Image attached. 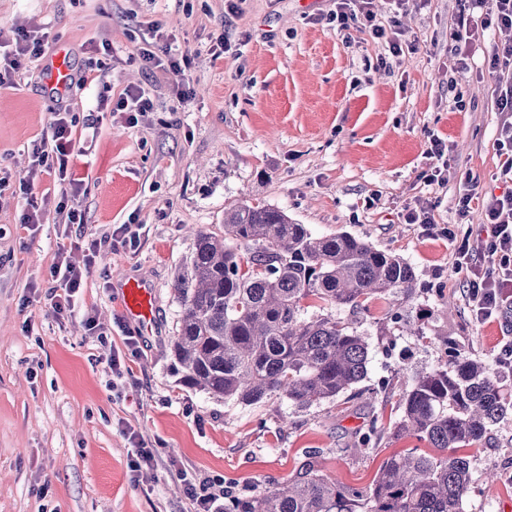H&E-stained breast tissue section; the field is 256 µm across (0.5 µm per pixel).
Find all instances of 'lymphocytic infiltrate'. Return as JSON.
<instances>
[{"label": "lymphocytic infiltrate", "mask_w": 512, "mask_h": 512, "mask_svg": "<svg viewBox=\"0 0 512 512\" xmlns=\"http://www.w3.org/2000/svg\"><path fill=\"white\" fill-rule=\"evenodd\" d=\"M468 13L460 17L458 26L449 34L454 56L460 69H467L472 46L480 31L491 28L512 29V0H466ZM337 31L353 28L370 31L375 38H389L393 56L404 52L400 32H387L371 8V0H336L332 15ZM488 67L496 74L497 109L503 119L498 146L503 157L501 174L512 180V42L498 45L488 59ZM73 123L63 113H56L50 125V138L41 139L32 147L33 170L53 169L60 181L69 183L71 192H78L68 171L69 158L75 146ZM481 200L485 237L471 233L451 234L455 264L463 273L468 288L469 304L475 320L500 316L512 307V191L495 195L483 191L481 179L473 174L464 177V192L458 200L459 217H467L473 200Z\"/></svg>", "instance_id": "1"}]
</instances>
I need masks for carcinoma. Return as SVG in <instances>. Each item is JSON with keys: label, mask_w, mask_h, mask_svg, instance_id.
Instances as JSON below:
<instances>
[{"label": "carcinoma", "mask_w": 512, "mask_h": 512, "mask_svg": "<svg viewBox=\"0 0 512 512\" xmlns=\"http://www.w3.org/2000/svg\"><path fill=\"white\" fill-rule=\"evenodd\" d=\"M411 264L347 233L315 236L284 211L242 203L224 212V236L198 231L173 341L183 382L246 404L284 396L303 408L365 379L368 346L352 315L375 298L408 293ZM321 303L309 311L307 301ZM411 336L423 319L395 311ZM512 414L489 366L455 349L417 376L395 425L437 454L410 451L384 461L367 488L323 474L311 454L284 486L227 495L224 512H463L470 459L450 448L481 442Z\"/></svg>", "instance_id": "obj_1"}]
</instances>
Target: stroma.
I'll use <instances>...</instances> for the list:
<instances>
[{"mask_svg":"<svg viewBox=\"0 0 512 512\" xmlns=\"http://www.w3.org/2000/svg\"><path fill=\"white\" fill-rule=\"evenodd\" d=\"M335 9L334 0H0V40L25 33L47 43L0 87V512H194L183 475L216 494L249 495L286 484L311 450L324 473L363 487L390 455L428 451L391 427L415 377L443 365L447 347L496 366L512 313L472 319L444 231L484 220L477 206L458 215L466 173L495 194L508 188L497 81L484 59L512 35L485 31L459 73L448 35L461 0H408L400 22L416 48L398 57L369 31L337 32ZM155 27L189 59L185 100L172 74L139 60ZM56 52L71 70L61 90L46 79ZM135 88L151 110H117ZM58 112L77 118L69 169L83 186L69 204L80 225L55 211V173H38L30 192L20 187L33 143L50 136ZM434 136L448 162L441 184L428 181L439 161L428 153ZM30 198L44 221L24 227ZM244 202L283 210L313 235L348 233L401 256L417 277L401 308L430 311L431 336L407 335L388 301L374 299L359 315L368 374L335 399L245 404L184 385L172 348L174 284L195 232L223 234L225 209ZM420 206L433 227L405 222ZM122 224L135 225V247L104 243ZM62 246L91 269L59 314L52 267ZM138 281L154 288L148 334L113 299ZM112 351L126 374L101 362ZM373 423L382 428L375 443L350 451ZM143 446L154 459L140 467ZM470 453L463 512H512V415Z\"/></svg>","mask_w":512,"mask_h":512,"instance_id":"35a3bbf8","label":"stroma"}]
</instances>
